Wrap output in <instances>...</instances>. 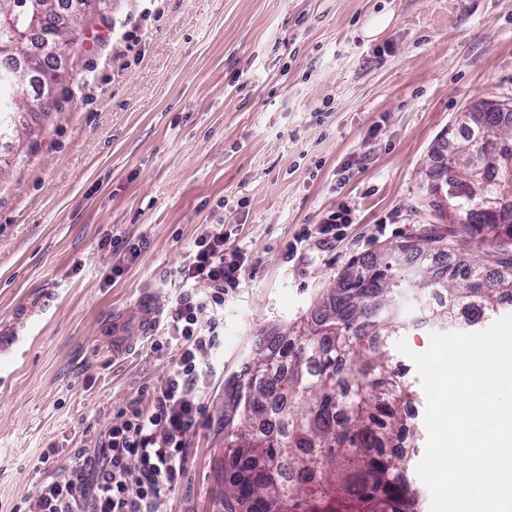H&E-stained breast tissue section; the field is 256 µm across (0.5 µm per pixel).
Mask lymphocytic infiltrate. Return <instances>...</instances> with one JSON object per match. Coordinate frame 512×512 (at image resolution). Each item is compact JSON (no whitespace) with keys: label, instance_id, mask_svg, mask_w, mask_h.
Wrapping results in <instances>:
<instances>
[{"label":"lymphocytic infiltrate","instance_id":"f902f5d3","mask_svg":"<svg viewBox=\"0 0 512 512\" xmlns=\"http://www.w3.org/2000/svg\"><path fill=\"white\" fill-rule=\"evenodd\" d=\"M242 268V259H225L223 231L208 228L197 237L179 274L206 284L209 293L198 299L187 291L176 300L173 371L154 388L149 408L117 415L95 459L78 458L67 474L38 485L34 512H154L156 500L176 486L184 470L185 437L201 409L209 374L199 356L219 338V324L206 312L223 306L224 293L238 286Z\"/></svg>","mask_w":512,"mask_h":512}]
</instances>
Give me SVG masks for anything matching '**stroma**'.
Returning <instances> with one entry per match:
<instances>
[{
  "label": "stroma",
  "instance_id": "stroma-1",
  "mask_svg": "<svg viewBox=\"0 0 512 512\" xmlns=\"http://www.w3.org/2000/svg\"><path fill=\"white\" fill-rule=\"evenodd\" d=\"M107 13L110 26L76 30L63 110L28 116L37 150L0 141V512L149 405L174 366L176 298L206 293L177 272L207 224L244 268L223 346L204 356L217 373L184 473L155 512H222L225 392L350 261L436 224V140L473 102L512 101V0H109ZM342 204L353 222L336 242L303 239ZM148 294L153 335L132 322L114 340L115 317ZM392 367L413 393L415 467L427 399L408 356Z\"/></svg>",
  "mask_w": 512,
  "mask_h": 512
}]
</instances>
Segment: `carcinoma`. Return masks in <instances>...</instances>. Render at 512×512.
I'll list each match as a JSON object with an SVG mask.
<instances>
[{
    "label": "carcinoma",
    "mask_w": 512,
    "mask_h": 512,
    "mask_svg": "<svg viewBox=\"0 0 512 512\" xmlns=\"http://www.w3.org/2000/svg\"><path fill=\"white\" fill-rule=\"evenodd\" d=\"M39 25L48 39L76 44L58 26L51 0ZM24 55H0V112L47 104L52 65H28ZM444 147L456 168L432 179L455 189L462 222L423 230L379 255L350 262L310 314L258 345L224 400V461L236 469L225 486L223 512H421L420 493L407 477L401 412L409 392L395 379L389 341L404 330L401 295L414 288L436 299L428 320L446 326L461 307L494 314L512 307V206L497 213L484 200L512 199V169H496L512 153V112H462ZM479 238L485 259H452L461 233Z\"/></svg>",
    "instance_id": "1"
}]
</instances>
